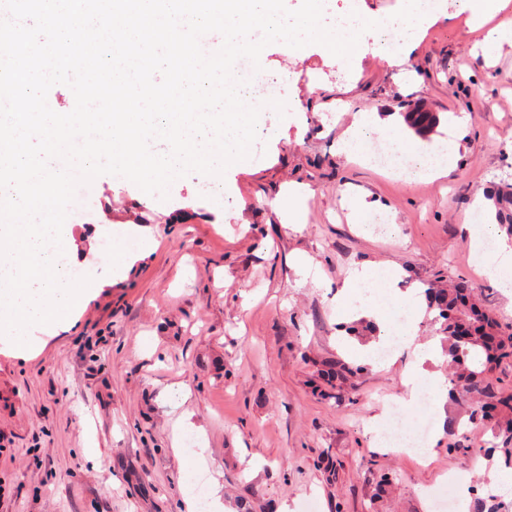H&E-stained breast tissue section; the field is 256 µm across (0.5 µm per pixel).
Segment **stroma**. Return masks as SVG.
<instances>
[{
    "mask_svg": "<svg viewBox=\"0 0 512 512\" xmlns=\"http://www.w3.org/2000/svg\"><path fill=\"white\" fill-rule=\"evenodd\" d=\"M444 5L452 20L425 22L399 67L372 31L348 60L318 44L268 45L266 75L291 79L286 114L268 112L262 168L232 165L221 202L200 195L193 174L158 205L134 184L98 183L103 222L84 232L131 223L152 242L118 271L103 251L90 298L66 329L34 330V355L0 343V512H187L184 477L200 448L227 512H435L425 492L470 471L469 458L449 451L445 432L430 435L426 462L376 447L369 422L383 414L407 433L423 419L454 420L483 461L503 464L467 399L400 407L407 351L384 366L356 357L361 339L339 309L351 271L376 265L394 275L376 299L414 301L420 339L436 334L426 288L462 279L512 327V298L470 248L472 215L493 221L482 194L512 185V47L486 61L474 50L480 31L467 29L471 11ZM416 107L440 117L432 142L458 145L447 175L402 180L340 154L356 113L398 124ZM462 112L467 123L449 126ZM292 183L309 194L303 224L289 229L274 203ZM348 196L384 217L373 235ZM297 255L311 279L297 274ZM339 359L358 372L322 397L321 375ZM172 385L184 392L177 408L164 397ZM185 412L194 429L177 448Z\"/></svg>",
    "mask_w": 512,
    "mask_h": 512,
    "instance_id": "stroma-1",
    "label": "stroma"
}]
</instances>
